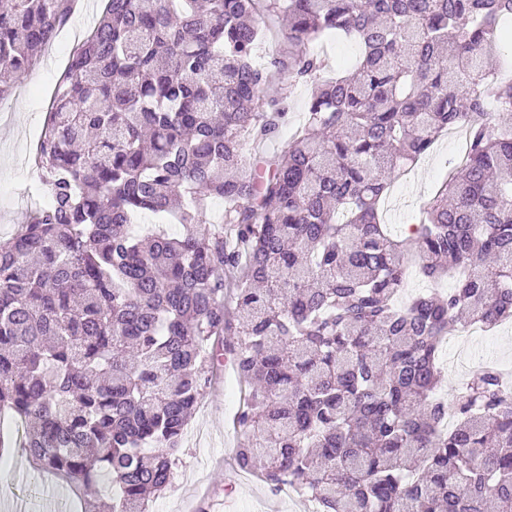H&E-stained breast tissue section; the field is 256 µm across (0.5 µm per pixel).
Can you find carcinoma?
<instances>
[{
  "label": "carcinoma",
  "instance_id": "carcinoma-1",
  "mask_svg": "<svg viewBox=\"0 0 512 512\" xmlns=\"http://www.w3.org/2000/svg\"><path fill=\"white\" fill-rule=\"evenodd\" d=\"M260 1L299 47L264 65ZM78 3L0 9V74H31ZM511 18L512 0H106L34 148L47 202L0 241V421L28 458L149 512L226 353L254 432L236 465L273 490L317 512H512V387L487 366L437 396L455 323L512 321V82L488 66ZM330 35L360 52L322 80L304 47ZM272 68L316 87L265 168L247 146L280 133ZM461 126L462 165L392 234L385 175ZM142 211L182 234L134 233ZM410 252L456 288L398 304Z\"/></svg>",
  "mask_w": 512,
  "mask_h": 512
}]
</instances>
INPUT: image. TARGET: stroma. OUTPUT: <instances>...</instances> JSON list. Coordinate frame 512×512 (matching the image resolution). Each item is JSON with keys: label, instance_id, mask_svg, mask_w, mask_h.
<instances>
[{"label": "stroma", "instance_id": "stroma-1", "mask_svg": "<svg viewBox=\"0 0 512 512\" xmlns=\"http://www.w3.org/2000/svg\"><path fill=\"white\" fill-rule=\"evenodd\" d=\"M74 14L46 49L36 71L18 78L0 101V240H6L34 207L28 178L29 158L41 134L55 83L74 49L82 44L103 11V0H89ZM311 90L291 85L288 75L266 85L268 98L287 96L283 136H291L304 120ZM458 146L440 139L433 154L412 171L391 174L386 219L393 227L411 223L434 188L458 161ZM218 382L207 389L184 438L170 488L149 504L150 512H198L201 502L223 501L222 512H310L301 496L275 492L255 477L237 471L232 450L247 434L235 427L242 383L232 364H223ZM15 424L0 426V512H83L84 501L66 483L37 470L29 462Z\"/></svg>", "mask_w": 512, "mask_h": 512}]
</instances>
